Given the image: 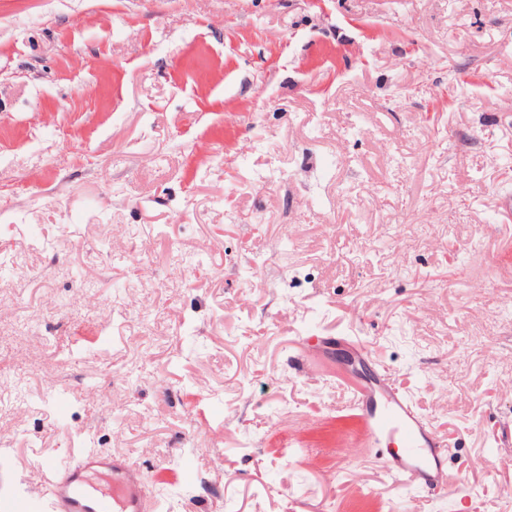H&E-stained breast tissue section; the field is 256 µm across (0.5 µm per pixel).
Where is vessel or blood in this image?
<instances>
[{
  "instance_id": "1",
  "label": "vessel or blood",
  "mask_w": 512,
  "mask_h": 512,
  "mask_svg": "<svg viewBox=\"0 0 512 512\" xmlns=\"http://www.w3.org/2000/svg\"><path fill=\"white\" fill-rule=\"evenodd\" d=\"M308 368H316L331 337L295 339ZM355 415L362 423L363 443L343 449L348 463L357 462L365 449L387 447V473L404 486L451 492L455 478L448 471L445 441L428 425L411 398L396 387L388 370L378 368L365 386L355 388ZM108 477L111 491L95 486ZM144 470L124 454L82 452L77 459L52 462L41 486L26 485L0 495V512H154L146 494Z\"/></svg>"
}]
</instances>
